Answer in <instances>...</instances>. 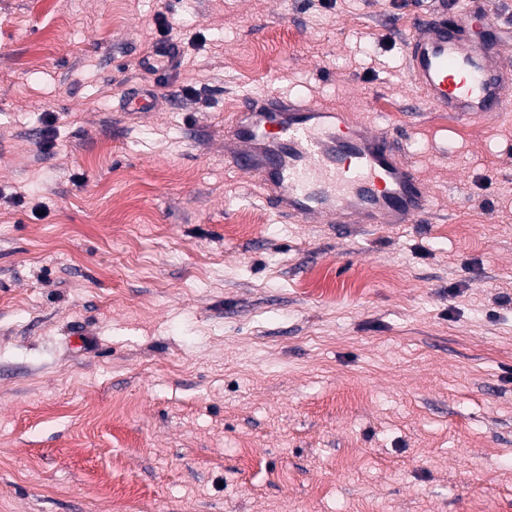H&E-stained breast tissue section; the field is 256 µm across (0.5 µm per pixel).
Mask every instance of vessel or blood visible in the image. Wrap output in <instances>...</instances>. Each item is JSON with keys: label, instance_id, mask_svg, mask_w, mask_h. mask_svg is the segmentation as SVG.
<instances>
[{"label": "vessel or blood", "instance_id": "b4317fda", "mask_svg": "<svg viewBox=\"0 0 512 512\" xmlns=\"http://www.w3.org/2000/svg\"><path fill=\"white\" fill-rule=\"evenodd\" d=\"M486 21L484 0H464L454 9L436 0L403 45L420 99L460 121L512 110V52L471 36ZM180 55L177 42L163 41L143 65L170 77ZM392 139L391 129L348 109L250 94L224 129V157L254 177L264 201L295 223L425 221L433 209L427 185Z\"/></svg>", "mask_w": 512, "mask_h": 512}]
</instances>
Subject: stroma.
<instances>
[{"label": "stroma", "instance_id": "obj_1", "mask_svg": "<svg viewBox=\"0 0 512 512\" xmlns=\"http://www.w3.org/2000/svg\"><path fill=\"white\" fill-rule=\"evenodd\" d=\"M54 9L0 0V512H512V118L418 97V0ZM262 93L393 128L433 214L279 219ZM181 50L177 42L162 41L143 61L144 67H156L164 76L172 77L177 69L175 63L180 58Z\"/></svg>", "mask_w": 512, "mask_h": 512}]
</instances>
